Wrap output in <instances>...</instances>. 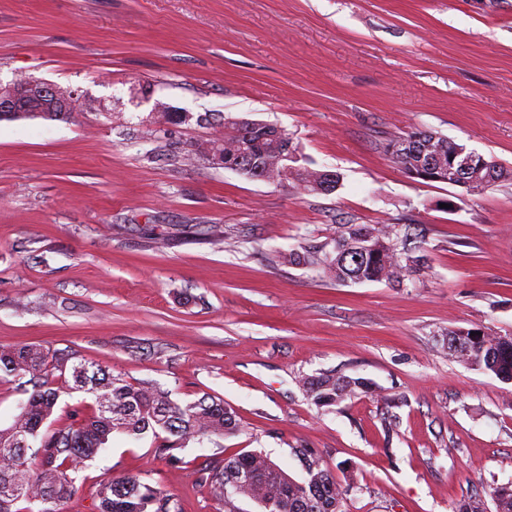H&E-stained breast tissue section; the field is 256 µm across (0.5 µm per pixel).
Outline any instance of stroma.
Listing matches in <instances>:
<instances>
[{"instance_id": "obj_1", "label": "stroma", "mask_w": 512, "mask_h": 512, "mask_svg": "<svg viewBox=\"0 0 512 512\" xmlns=\"http://www.w3.org/2000/svg\"><path fill=\"white\" fill-rule=\"evenodd\" d=\"M100 102L67 121H0V346L96 364L190 403L224 400L245 432L113 436L60 512H95L107 475L224 512L198 468L292 447L353 478L348 512H453L512 483V383L448 358L451 328L512 334V181L479 194L411 178L382 149L413 129L512 168V0H0V79ZM286 130L331 194L246 178L158 132L154 101ZM341 224H422L429 270L403 287L336 284L285 252ZM372 391L327 408L301 380Z\"/></svg>"}]
</instances>
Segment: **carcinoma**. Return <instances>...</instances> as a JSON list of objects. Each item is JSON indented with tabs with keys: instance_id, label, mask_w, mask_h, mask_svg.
I'll list each match as a JSON object with an SVG mask.
<instances>
[{
	"instance_id": "obj_1",
	"label": "carcinoma",
	"mask_w": 512,
	"mask_h": 512,
	"mask_svg": "<svg viewBox=\"0 0 512 512\" xmlns=\"http://www.w3.org/2000/svg\"><path fill=\"white\" fill-rule=\"evenodd\" d=\"M46 100H28L30 111L11 119L43 118L67 121L71 112H45ZM196 120L209 125L214 135L190 145L187 159H205L211 152L224 154V168L250 179L292 182L305 194H329L340 182L338 173L299 164L296 148L283 130L262 121L229 118L222 114L193 117L189 112H151V126H180ZM384 152L407 174L426 182L446 183L470 193L481 192L487 179L512 180V169L492 159L458 171L453 159L466 146L430 130H411L394 136ZM418 224H342L333 249L308 247L293 250L283 259L291 265L317 269L322 278L336 283L386 282L400 286L423 272L427 256L419 239ZM448 357L498 379L512 381V336H489L480 327L450 329L443 334ZM65 360L48 361L35 344L0 351V379L12 377L24 386L27 398L10 427L0 429V512H59V506L84 489L80 473L86 461L105 447L112 434L134 439L150 433L154 452L171 463H181L180 451L189 438H222L243 431L244 423L224 401L208 393L182 405L160 386H133L97 365L71 368V389L93 397L90 412L72 415L70 423L54 429L44 425L56 410L59 394L54 372ZM302 389L319 407L333 406L366 389L364 382L334 374L302 381ZM305 477L293 479L268 455L246 451L220 460L204 461L199 472L224 512H239L245 499L261 512H345L344 504L354 479L343 486L336 481L322 456L312 448L293 449ZM37 461L30 469L29 462ZM99 512H179L176 497L141 482L137 477L109 476L93 491ZM495 512H512V485L492 488ZM43 505L35 511L32 506ZM453 512H488L482 497L471 496Z\"/></svg>"
}]
</instances>
